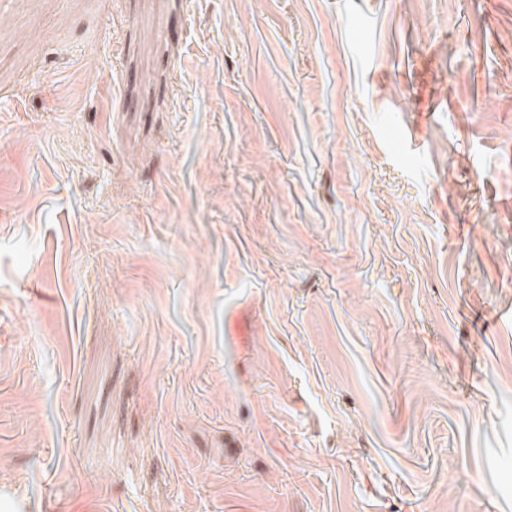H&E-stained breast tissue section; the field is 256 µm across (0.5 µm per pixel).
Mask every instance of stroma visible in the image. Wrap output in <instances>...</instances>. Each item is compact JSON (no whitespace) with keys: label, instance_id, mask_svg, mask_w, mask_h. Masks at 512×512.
<instances>
[{"label":"stroma","instance_id":"1","mask_svg":"<svg viewBox=\"0 0 512 512\" xmlns=\"http://www.w3.org/2000/svg\"><path fill=\"white\" fill-rule=\"evenodd\" d=\"M0 512H512V0H0Z\"/></svg>","mask_w":512,"mask_h":512}]
</instances>
